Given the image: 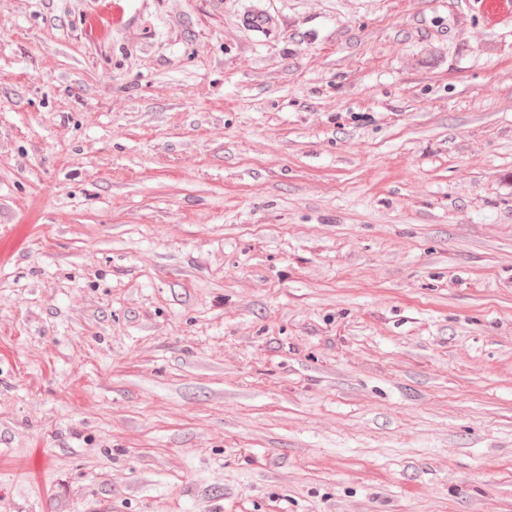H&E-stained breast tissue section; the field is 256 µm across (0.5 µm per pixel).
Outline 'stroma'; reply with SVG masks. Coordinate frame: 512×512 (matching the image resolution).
Here are the masks:
<instances>
[{
    "label": "stroma",
    "instance_id": "stroma-1",
    "mask_svg": "<svg viewBox=\"0 0 512 512\" xmlns=\"http://www.w3.org/2000/svg\"><path fill=\"white\" fill-rule=\"evenodd\" d=\"M108 8L0 0V512H512V18Z\"/></svg>",
    "mask_w": 512,
    "mask_h": 512
}]
</instances>
